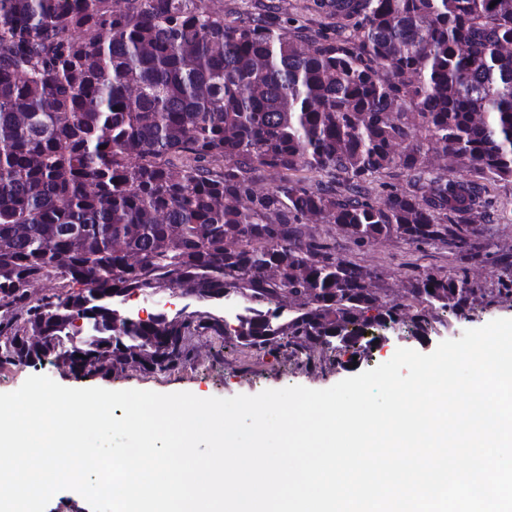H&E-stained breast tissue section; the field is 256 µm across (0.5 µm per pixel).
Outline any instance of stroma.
Masks as SVG:
<instances>
[{"mask_svg": "<svg viewBox=\"0 0 512 512\" xmlns=\"http://www.w3.org/2000/svg\"><path fill=\"white\" fill-rule=\"evenodd\" d=\"M488 190L490 210H473L470 222L479 230L478 242L490 243L494 251L512 256V181L489 183ZM304 231L306 235L335 245L337 258L375 273L371 285L379 289L386 302L409 307L410 320L387 329L386 345L373 348L359 361L349 362L347 352L320 345L305 350L276 346L249 350L238 346L231 336L220 340L210 335H194L185 342L186 359L165 372L150 373L129 365L105 378L77 379L65 368L51 364L21 367L0 375V393L17 390L34 374L49 376L70 388L140 389L163 394L185 391L200 398L252 396L266 389L290 386L325 389L390 360L397 349L428 354L440 342L460 338L465 330L484 326L497 318H512L511 295H497L494 304L469 320L458 319L449 312L424 309L416 302L414 289L420 272L445 274L457 269V262L449 257L446 249L415 246L396 236L359 247L343 226L322 220L307 222ZM247 305V299L238 293L201 300L184 289L171 288L130 295L121 308L143 318L161 312L171 318L207 312L232 324L238 315L244 314ZM419 314L426 315L431 323L428 334L423 337L415 335L412 323L413 316Z\"/></svg>", "mask_w": 512, "mask_h": 512, "instance_id": "stroma-1", "label": "stroma"}]
</instances>
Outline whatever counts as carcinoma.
I'll return each instance as SVG.
<instances>
[{"instance_id": "obj_1", "label": "carcinoma", "mask_w": 512, "mask_h": 512, "mask_svg": "<svg viewBox=\"0 0 512 512\" xmlns=\"http://www.w3.org/2000/svg\"><path fill=\"white\" fill-rule=\"evenodd\" d=\"M306 9L326 22L286 39L274 3L240 25L204 0H0V369L162 372L205 333L361 356L381 340L364 332L403 321L405 305L306 236L310 216L358 246L395 235L491 263L512 294V259L475 250L467 222L486 183L512 181V0ZM431 149L470 178L431 174ZM268 169L280 181L259 192ZM395 169L408 187L381 181ZM51 278L61 290L31 300ZM181 287L269 308L231 332L208 314L114 308ZM284 297L304 308L282 323ZM416 297L463 319L494 303L464 272L422 273Z\"/></svg>"}]
</instances>
